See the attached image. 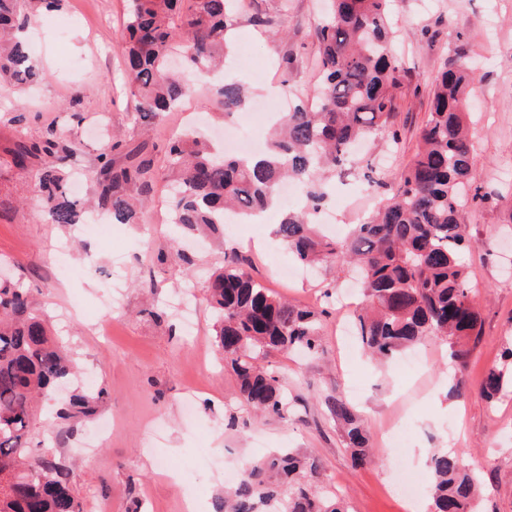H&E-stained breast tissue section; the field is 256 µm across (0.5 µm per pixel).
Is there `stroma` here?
<instances>
[{
    "instance_id": "35a3bbf8",
    "label": "stroma",
    "mask_w": 512,
    "mask_h": 512,
    "mask_svg": "<svg viewBox=\"0 0 512 512\" xmlns=\"http://www.w3.org/2000/svg\"><path fill=\"white\" fill-rule=\"evenodd\" d=\"M126 6L127 0H62L59 8L42 11L29 29L42 82L27 93L0 82V266L29 284L35 312L53 323L84 380L102 393L95 414L76 424L58 417V402H48L31 432L72 471L83 512H185L190 499L203 512H215L224 497L225 469L281 449L317 456L325 486L344 499L347 512H430L431 478L420 457L437 448L462 449L470 465L482 470L485 487L477 512H512V394L490 404L479 392L485 371L512 342V179L501 175L512 167V0H397L391 49L406 72L392 119L401 133L398 152L389 155L384 136L370 138L354 166L337 173L326 205L337 223L365 220L379 202L374 194L357 192L365 165L387 156L393 175H400L416 151L442 61L477 65L473 184L482 197L466 211L473 245L462 261L479 290L482 333L469 357L466 395L451 394L454 364L435 342L427 343L428 358L414 373L395 359L379 364L360 352L346 358L333 312L321 320L322 353L310 358L275 353L267 360L288 389L290 405L282 419L255 415L237 402L235 376L218 354L215 316L206 302L196 307L201 339L196 348L168 300L184 281L203 286L228 253L247 259L258 281L298 306L317 307L325 290L350 289L347 278L329 266L312 275L281 277L280 268L295 262L267 223L231 224L204 239L183 237L180 247H173L178 235L167 222L162 179L140 224H113L90 235L80 224L47 223L39 216L35 167L20 169L11 161L18 140H38L50 130L80 142L82 150L68 170L81 178L78 197L86 200L93 194L105 131L119 132L125 150L147 145L158 162L169 140L183 133L176 112L149 132L134 121L135 100L121 72ZM253 6L271 13L288 36L270 39L249 24L247 11L237 12L233 75L257 101L275 104L295 91L314 93L313 33L321 0H288L282 13L276 0H253ZM424 27L432 40L417 37ZM285 57L290 64L284 69ZM183 107L203 116L208 136L225 129L251 132L248 114L224 118L211 83H201ZM62 242L69 245L76 270L70 279L58 273ZM114 277L125 283L123 296L111 335L98 336L94 325ZM336 393L365 420L373 463L353 464L324 404ZM407 417L416 435L401 454L381 432ZM205 448L221 465L189 473ZM407 469L423 474L413 508L397 488Z\"/></svg>"
}]
</instances>
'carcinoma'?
I'll use <instances>...</instances> for the list:
<instances>
[{"instance_id":"carcinoma-1","label":"carcinoma","mask_w":512,"mask_h":512,"mask_svg":"<svg viewBox=\"0 0 512 512\" xmlns=\"http://www.w3.org/2000/svg\"><path fill=\"white\" fill-rule=\"evenodd\" d=\"M120 33L124 74L136 98L138 123L145 129L196 91L197 80L214 81L224 114L244 112L249 95L239 81L221 77L235 24L231 0H127ZM329 15L314 31L320 85L315 99H301L270 131L268 146L256 156H229L217 146L186 134L170 141L164 163L175 188L168 200L171 223L189 230L227 224L279 206L278 188L292 181L304 189L303 207L280 210L275 234L301 263H327L342 274L355 267L366 305L354 318L366 354L388 360L427 340L448 344L455 370L452 391L463 395L471 349L481 335L477 297L461 261L471 246L465 213L471 189L474 143L467 110L475 75L443 62L430 95L418 147L397 179L375 167L363 183L380 197L375 214L337 240L319 232L313 216L328 199V174L345 165L357 140L383 132L393 144L395 91L400 64L391 56L393 0H327ZM57 0H0V82L24 89L40 78L29 51L13 31L41 7ZM249 23L273 37L272 18L256 10ZM77 141L54 137L20 140L12 162L21 169L39 163L41 212L50 224H80L85 211L67 187V158ZM117 141L98 156L95 212L114 224H139L138 206L155 197L157 172L144 149L124 154ZM207 300L217 314L215 343L238 385L237 399L252 411L284 416L288 394L278 373L263 361L274 352L321 350V317L334 306L292 305L255 280L250 263L224 257L209 278ZM74 374L67 344L55 338L32 309L24 282L0 279V512H82L69 469L31 447L38 403ZM480 393L490 402L512 393V343L500 362L484 374ZM102 392L75 396L60 413L65 420L92 415ZM341 426L352 460L370 457L368 431L345 398H325ZM433 512H474L481 476L465 453L440 450L429 456ZM322 464L310 455L277 453L249 466L225 498L222 512H257L274 503L278 512H342L320 496Z\"/></svg>"}]
</instances>
